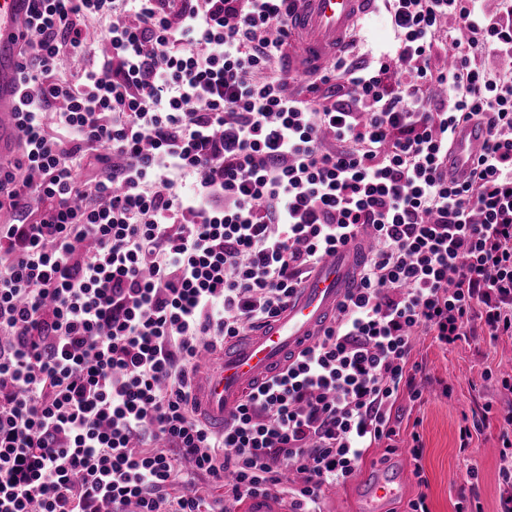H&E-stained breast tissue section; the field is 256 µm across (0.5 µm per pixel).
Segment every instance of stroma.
Instances as JSON below:
<instances>
[{
  "mask_svg": "<svg viewBox=\"0 0 512 512\" xmlns=\"http://www.w3.org/2000/svg\"><path fill=\"white\" fill-rule=\"evenodd\" d=\"M398 33L391 17L375 11L360 23L350 55L370 61L372 54L396 43ZM420 369L415 384L422 397L413 402L402 398L397 413L401 421L398 449L386 453L373 449L370 458L385 461L397 469L404 480L402 497L392 502L387 512H404L408 500L426 493L430 512H456L461 499L478 500L483 512H498L501 494L508 488L499 477L500 452L498 417L512 409V392L502 389L498 377L512 376V336L491 339L481 325H474L471 336L443 349L425 336L417 337L412 356ZM495 378H487L486 370ZM487 413L484 432L470 443H462L459 429L466 417ZM418 430L423 442L420 462L409 453L410 432ZM477 464L479 476H465L467 464ZM422 465L427 487H420L413 475Z\"/></svg>",
  "mask_w": 512,
  "mask_h": 512,
  "instance_id": "obj_1",
  "label": "stroma"
}]
</instances>
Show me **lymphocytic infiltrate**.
<instances>
[{
  "label": "lymphocytic infiltrate",
  "mask_w": 512,
  "mask_h": 512,
  "mask_svg": "<svg viewBox=\"0 0 512 512\" xmlns=\"http://www.w3.org/2000/svg\"><path fill=\"white\" fill-rule=\"evenodd\" d=\"M29 2L21 154L0 161V512H227L270 491L321 512L420 399L414 335H512V80L488 65L512 61V9L382 0L396 44L299 100L278 65L290 0ZM475 119L483 151L449 180ZM90 150L103 174L78 180ZM364 235L317 342L224 432L200 421L203 342L248 335ZM486 132L483 128L472 125L457 128L453 145L448 154V178H462L473 161L479 156L485 142Z\"/></svg>",
  "instance_id": "1"
}]
</instances>
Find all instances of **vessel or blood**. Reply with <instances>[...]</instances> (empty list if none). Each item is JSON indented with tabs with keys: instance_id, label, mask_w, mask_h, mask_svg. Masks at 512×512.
<instances>
[{
	"instance_id": "vessel-or-blood-1",
	"label": "vessel or blood",
	"mask_w": 512,
	"mask_h": 512,
	"mask_svg": "<svg viewBox=\"0 0 512 512\" xmlns=\"http://www.w3.org/2000/svg\"><path fill=\"white\" fill-rule=\"evenodd\" d=\"M375 0H295L288 17L294 48L292 70L315 74L328 69L352 40L358 21L374 9ZM26 0H0V158L11 156L17 140L14 113L20 89L17 82L18 41ZM484 129L457 128L448 156V176L462 178L479 156ZM361 244H349L325 257L283 310L258 326L251 335L226 341L221 349L204 352L193 381L198 415L213 429L223 430L242 395L285 369L298 353L329 326L337 305L354 287V271L365 256ZM360 480L368 488L371 507L400 493L399 477L385 471H366ZM235 512H288L275 495L250 497Z\"/></svg>"
}]
</instances>
